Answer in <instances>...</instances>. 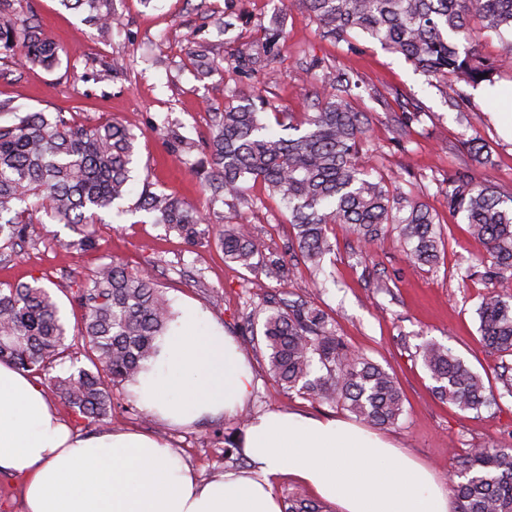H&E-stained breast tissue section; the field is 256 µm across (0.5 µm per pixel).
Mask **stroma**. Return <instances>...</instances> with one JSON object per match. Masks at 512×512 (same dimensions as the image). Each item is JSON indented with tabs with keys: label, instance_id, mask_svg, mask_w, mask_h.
Instances as JSON below:
<instances>
[{
	"label": "stroma",
	"instance_id": "stroma-1",
	"mask_svg": "<svg viewBox=\"0 0 512 512\" xmlns=\"http://www.w3.org/2000/svg\"><path fill=\"white\" fill-rule=\"evenodd\" d=\"M23 13H36L45 31L63 48L62 64L54 71L0 60V99H13L26 112L64 110L76 122L95 125L111 121L137 137V171L124 214L102 213L96 227L97 245L90 250L68 247L72 232L61 224H46L24 244L18 256L0 263V283L42 278L64 305L70 325L81 321L71 297L100 265L118 260L129 272L145 271L163 288L172 305L192 300L231 336L253 367L254 385L245 410L237 415L205 418L186 428L161 425L138 408L128 384L112 389V424L166 439L177 456L201 478L243 469L245 457L229 453L247 421L274 409L302 410L314 416L351 420L341 405L321 402L277 385L269 374L268 350L262 335L245 327L255 319L263 298L289 295L310 300L328 316L336 333L356 353L393 373L405 398V412L385 434L420 462L437 479L450 484L467 448L476 444L512 447V397L479 413L448 405L434 392L418 346L427 339L452 349L474 371L512 365L479 342L481 298L496 292L512 298V279L488 281L471 273V259L482 250L467 233L460 217H452L441 192L449 173L470 164L461 144L481 136L494 160L477 168L503 196H512V135L500 120V98L512 94V65L503 67L494 84H461L467 101L465 116L448 104L441 84L426 76L401 54L377 40L351 35L334 42L322 37L313 16L286 0H111L118 20L110 41H102L81 12L62 7L59 0H20ZM230 16L233 26L219 32L212 17ZM280 19L285 46L274 62L276 80L238 65V49L257 47L264 29ZM208 46L221 64L218 74L197 78L190 52L194 42ZM124 59L126 75L97 82L96 72ZM354 71L361 86L355 107L371 123L360 161L400 190L420 193L437 213L447 249L438 266L415 268L393 234H385L360 254L341 225L329 227L333 246L322 270L299 263L281 267L274 276L250 272L225 261L214 240L188 246L176 233L153 223L136 210L144 183L208 211L211 200L199 179L171 152L166 134L175 131L203 143L213 109L231 101L237 85L256 86L270 111L293 116L309 111L317 86L308 68ZM420 110L419 122L398 130L402 107ZM248 203L228 204L224 219L250 225L263 245V259L281 258L293 229L280 197L261 183L249 186Z\"/></svg>",
	"mask_w": 512,
	"mask_h": 512
}]
</instances>
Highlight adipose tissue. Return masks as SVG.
<instances>
[{
    "mask_svg": "<svg viewBox=\"0 0 512 512\" xmlns=\"http://www.w3.org/2000/svg\"><path fill=\"white\" fill-rule=\"evenodd\" d=\"M158 352L130 390L139 409L171 427L235 415L253 371L195 302L174 309ZM240 446L249 467L204 481L160 437L110 429L85 438L61 421L26 372L0 364V469L22 482L25 512H282V477L309 486L337 512H451L432 469L357 424L298 411L251 418Z\"/></svg>",
    "mask_w": 512,
    "mask_h": 512,
    "instance_id": "ef3b65f1",
    "label": "adipose tissue"
}]
</instances>
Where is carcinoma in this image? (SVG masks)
I'll return each instance as SVG.
<instances>
[{
  "label": "carcinoma",
  "instance_id": "1",
  "mask_svg": "<svg viewBox=\"0 0 512 512\" xmlns=\"http://www.w3.org/2000/svg\"><path fill=\"white\" fill-rule=\"evenodd\" d=\"M85 13V21L103 38L112 33L108 0H61ZM19 0H0V56L46 69L60 63L61 47L38 18L20 16ZM317 20L324 36L345 41L367 35L399 53L428 77L444 84L450 106L464 114V98L448 76L468 83L493 81L512 63V0H293ZM495 35L499 56L486 59L476 36ZM282 30L265 32L254 54L238 53L247 65L271 72ZM201 74L219 70L205 49L195 51ZM127 65L114 61L94 74L97 81L124 75ZM358 87L355 73L338 69L324 75L312 111L284 126L298 132L284 137L271 131L266 103L253 87L234 90L235 103L210 113L204 159L193 162L192 141L171 135L172 153L203 177L212 210L202 213L163 191L144 190L138 208L153 223L195 246L210 231L224 258L247 270L259 266L261 244L246 224L224 223L220 206L228 199L246 201L249 182L260 181L288 205L294 235L291 261L321 269L331 244L326 229L341 224L360 247L368 249L387 229L397 234L408 262L435 266L446 250L436 216L413 193L392 190L382 176L360 168L359 149L369 116L350 101ZM0 261L35 236L36 226L64 224L79 235L68 245H96L95 224L129 194L135 171V135L106 122L84 126L63 112H19L11 99H0ZM471 159L491 162L488 145L474 137L465 143ZM448 213L462 216L470 235L484 247L476 264L488 280L512 277V206L489 181L468 166L450 174L444 189ZM82 311L75 338L88 364L72 352L65 313L41 279L0 285V363L36 374L76 414L90 424H112V386L134 380L156 354V341L173 317L162 289L148 274H131L110 261L101 265L72 296ZM262 336L269 350L271 377L288 390L322 402L338 403L367 424L385 428L404 414L397 381L382 366L353 353L328 327L326 314L311 302L270 297ZM480 343L512 356V302L489 292L478 309ZM418 356L435 382L434 391L462 411L480 412L500 395L487 387L450 348L426 340ZM70 362L64 375L52 374ZM460 512H512V448L475 446L461 459L460 480L453 485Z\"/></svg>",
  "mask_w": 512,
  "mask_h": 512
}]
</instances>
